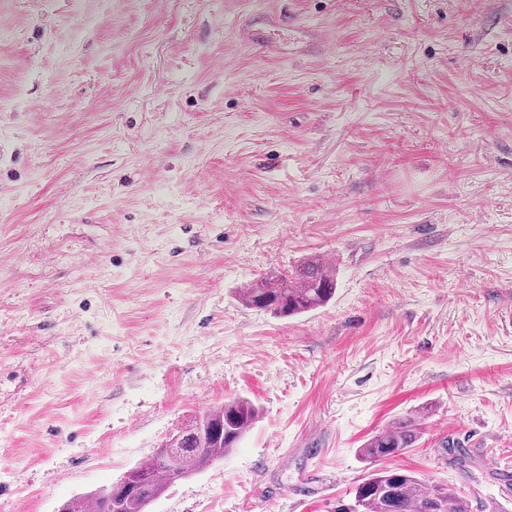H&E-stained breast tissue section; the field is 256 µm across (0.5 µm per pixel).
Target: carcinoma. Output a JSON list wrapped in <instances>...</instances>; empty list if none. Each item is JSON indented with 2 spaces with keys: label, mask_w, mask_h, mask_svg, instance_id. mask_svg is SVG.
Here are the masks:
<instances>
[{
  "label": "carcinoma",
  "mask_w": 512,
  "mask_h": 512,
  "mask_svg": "<svg viewBox=\"0 0 512 512\" xmlns=\"http://www.w3.org/2000/svg\"><path fill=\"white\" fill-rule=\"evenodd\" d=\"M336 290V276L319 258L305 261L288 276L263 278L241 289L243 303L267 310L277 317H291L325 305ZM259 417L258 408L246 398H235L192 419L177 435L184 452L178 470L169 461L167 445L153 457L127 470L121 479L134 478L136 486L125 495L112 488L99 489L64 503L63 512H147L174 483L211 466L236 447ZM418 441V428L407 419L372 436L359 449L371 464L334 512H471L453 489L426 484L402 468H378L374 463L400 454Z\"/></svg>",
  "instance_id": "obj_1"
}]
</instances>
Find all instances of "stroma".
<instances>
[{
	"label": "stroma",
	"mask_w": 512,
	"mask_h": 512,
	"mask_svg": "<svg viewBox=\"0 0 512 512\" xmlns=\"http://www.w3.org/2000/svg\"><path fill=\"white\" fill-rule=\"evenodd\" d=\"M315 255L325 306L242 302ZM506 307L512 0H0V512L237 397L149 512H333L405 419L385 467L512 512ZM418 434L414 421H399L372 436L364 447L360 448V456L369 465L383 461L400 454L406 448H412L418 441Z\"/></svg>",
	"instance_id": "obj_1"
}]
</instances>
